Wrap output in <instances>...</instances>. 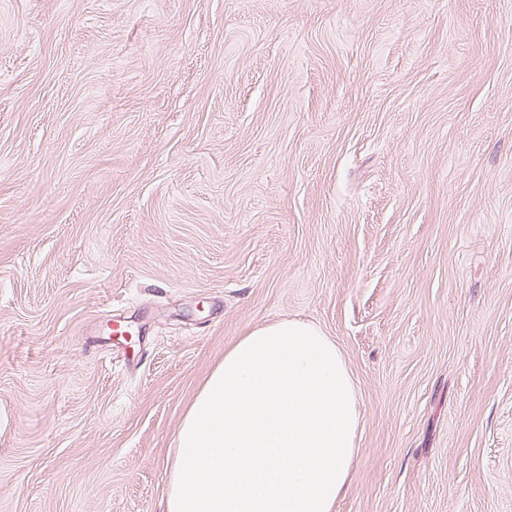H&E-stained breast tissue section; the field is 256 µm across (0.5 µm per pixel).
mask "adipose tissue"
Returning <instances> with one entry per match:
<instances>
[{
  "label": "adipose tissue",
  "instance_id": "1",
  "mask_svg": "<svg viewBox=\"0 0 512 512\" xmlns=\"http://www.w3.org/2000/svg\"><path fill=\"white\" fill-rule=\"evenodd\" d=\"M361 416L335 343L314 324L253 328L181 422L166 512H334Z\"/></svg>",
  "mask_w": 512,
  "mask_h": 512
}]
</instances>
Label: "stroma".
Returning a JSON list of instances; mask_svg holds the SVG:
<instances>
[{
  "label": "stroma",
  "instance_id": "1",
  "mask_svg": "<svg viewBox=\"0 0 512 512\" xmlns=\"http://www.w3.org/2000/svg\"><path fill=\"white\" fill-rule=\"evenodd\" d=\"M283 319L356 386L335 512H512V0H0V512H164Z\"/></svg>",
  "mask_w": 512,
  "mask_h": 512
}]
</instances>
